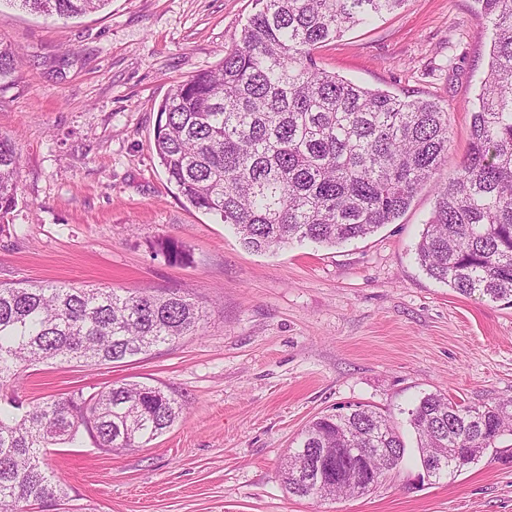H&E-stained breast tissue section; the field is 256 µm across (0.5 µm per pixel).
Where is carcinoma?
Here are the masks:
<instances>
[{
    "label": "carcinoma",
    "instance_id": "1",
    "mask_svg": "<svg viewBox=\"0 0 512 512\" xmlns=\"http://www.w3.org/2000/svg\"><path fill=\"white\" fill-rule=\"evenodd\" d=\"M76 18L109 0H8ZM255 13L216 68L177 83L160 106L155 150L191 206L220 215L245 248L273 252L305 241L334 247L393 224L418 190L436 200L416 247L431 278L462 295L512 305V0H479L495 29L463 160L449 158L448 112L321 69L316 51L405 0H254ZM19 53L0 43V85ZM20 155L0 137V219L16 206ZM206 313L176 292L69 285H0V383L49 361L108 364L144 355L203 328ZM185 406L132 382L89 395L24 402L0 396V512H32L67 500L46 466L50 449L86 431L106 451L139 448L179 420ZM420 457L448 449L434 478L460 472L456 454L512 435V400L482 409L428 394L409 411ZM311 448H398V426L364 405L310 421L288 449V492L312 496L320 474Z\"/></svg>",
    "mask_w": 512,
    "mask_h": 512
}]
</instances>
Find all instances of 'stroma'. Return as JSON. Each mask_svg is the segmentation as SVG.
I'll return each mask as SVG.
<instances>
[{"label": "stroma", "instance_id": "1", "mask_svg": "<svg viewBox=\"0 0 512 512\" xmlns=\"http://www.w3.org/2000/svg\"><path fill=\"white\" fill-rule=\"evenodd\" d=\"M252 0H110L76 19L0 5L19 52L0 87V136L21 156L18 202L0 220V284L176 292L206 309L198 334L125 363H48L25 401L115 384L161 387L185 413L144 447L90 436L48 462L71 512H512V435L455 476L421 479L405 420L424 395L479 407L512 398V306L463 296L421 269L432 185L393 224L336 247L245 249L193 208L154 148L171 86L218 66ZM493 29L477 0H405L318 49L327 72L448 111L465 154ZM182 243L186 258L159 250ZM365 404L403 425L405 461L370 493L320 500L285 489L280 463L313 418Z\"/></svg>", "mask_w": 512, "mask_h": 512}]
</instances>
